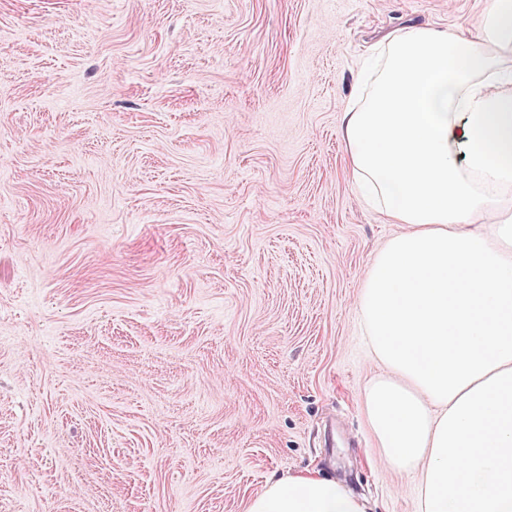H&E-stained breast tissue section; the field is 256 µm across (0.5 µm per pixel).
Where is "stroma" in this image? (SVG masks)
Returning a JSON list of instances; mask_svg holds the SVG:
<instances>
[{
	"mask_svg": "<svg viewBox=\"0 0 512 512\" xmlns=\"http://www.w3.org/2000/svg\"><path fill=\"white\" fill-rule=\"evenodd\" d=\"M494 0H0V512H420L357 304L400 232L340 121L390 30ZM247 512H368L364 500L344 485L317 473L272 480L248 504Z\"/></svg>",
	"mask_w": 512,
	"mask_h": 512,
	"instance_id": "1",
	"label": "stroma"
}]
</instances>
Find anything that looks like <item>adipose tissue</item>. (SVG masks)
Masks as SVG:
<instances>
[{
    "label": "adipose tissue",
    "instance_id": "adipose-tissue-1",
    "mask_svg": "<svg viewBox=\"0 0 512 512\" xmlns=\"http://www.w3.org/2000/svg\"><path fill=\"white\" fill-rule=\"evenodd\" d=\"M342 140L366 206L401 230L358 311L383 371L365 391L384 461L420 512H512V0L478 34L379 42ZM247 512H367L334 479L272 480Z\"/></svg>",
    "mask_w": 512,
    "mask_h": 512
}]
</instances>
